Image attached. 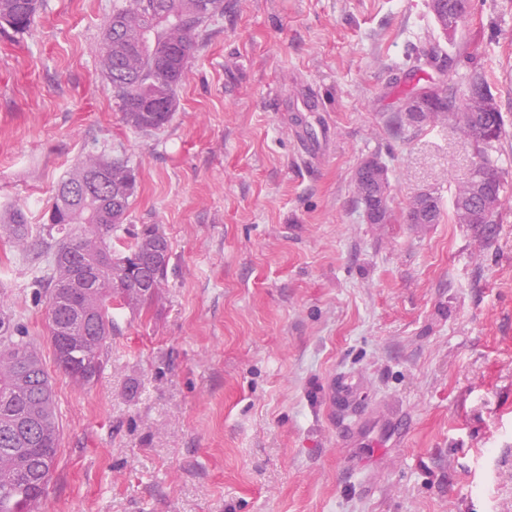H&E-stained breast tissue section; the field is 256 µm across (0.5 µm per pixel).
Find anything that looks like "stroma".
I'll use <instances>...</instances> for the list:
<instances>
[{
    "mask_svg": "<svg viewBox=\"0 0 512 512\" xmlns=\"http://www.w3.org/2000/svg\"><path fill=\"white\" fill-rule=\"evenodd\" d=\"M122 0H39L0 27V215L43 224L78 161L128 163L112 234L171 243L149 308L119 305L99 378L77 386L49 340L48 246L0 233V307L43 356L61 432L43 512H512V0H469L455 37L430 0H224L170 122L122 120L97 46ZM451 60L483 71L504 120L500 221L459 224L476 155L454 123L396 133L399 98ZM313 87L323 109L280 99ZM327 130L307 166L295 130ZM376 155L392 221L365 223L354 173ZM434 192L437 223L401 215Z\"/></svg>",
    "mask_w": 512,
    "mask_h": 512,
    "instance_id": "stroma-1",
    "label": "stroma"
}]
</instances>
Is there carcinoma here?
Masks as SVG:
<instances>
[{"label": "carcinoma", "instance_id": "cac0c4a2", "mask_svg": "<svg viewBox=\"0 0 512 512\" xmlns=\"http://www.w3.org/2000/svg\"><path fill=\"white\" fill-rule=\"evenodd\" d=\"M38 0H0V24L25 33ZM224 14V0H124L112 10L98 48L100 67L124 123L151 132L171 120L177 91L197 49L195 34ZM465 99L448 91L437 112L464 115ZM504 133L502 114L468 127L478 161L495 191L502 175L492 149ZM132 170L102 156L84 159L63 179L40 226L53 242L50 274L36 281L48 296V320L56 366L76 384L99 377L112 336V299L146 307L166 280L171 246L165 234L146 228L132 235L113 260L112 231L126 219L135 194ZM0 230L18 243L29 236L26 212L0 218ZM60 429L49 375L37 347L20 326L0 317V512H26L52 479Z\"/></svg>", "mask_w": 512, "mask_h": 512}]
</instances>
